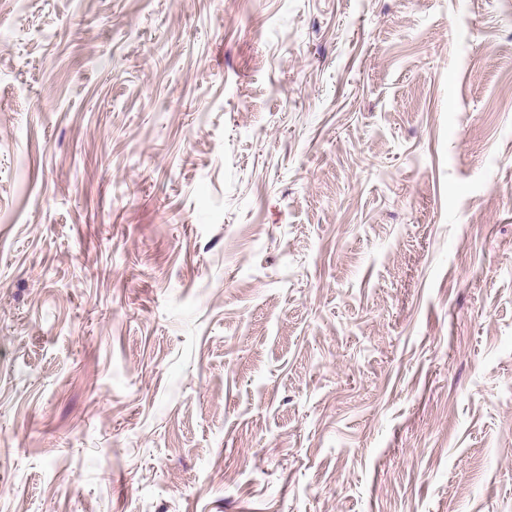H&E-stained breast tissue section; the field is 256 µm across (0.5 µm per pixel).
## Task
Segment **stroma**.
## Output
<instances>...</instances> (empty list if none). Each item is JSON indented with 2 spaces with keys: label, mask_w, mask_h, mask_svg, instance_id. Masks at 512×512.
I'll return each instance as SVG.
<instances>
[{
  "label": "stroma",
  "mask_w": 512,
  "mask_h": 512,
  "mask_svg": "<svg viewBox=\"0 0 512 512\" xmlns=\"http://www.w3.org/2000/svg\"><path fill=\"white\" fill-rule=\"evenodd\" d=\"M0 512H512V0H0Z\"/></svg>",
  "instance_id": "35a3bbf8"
}]
</instances>
